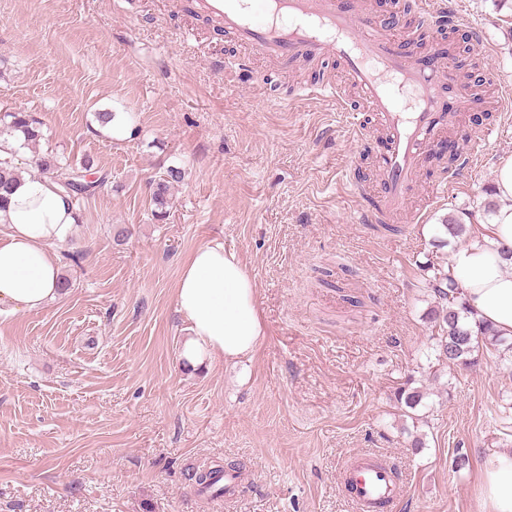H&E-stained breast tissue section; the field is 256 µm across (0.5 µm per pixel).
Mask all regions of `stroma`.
Returning <instances> with one entry per match:
<instances>
[{
	"label": "stroma",
	"mask_w": 512,
	"mask_h": 512,
	"mask_svg": "<svg viewBox=\"0 0 512 512\" xmlns=\"http://www.w3.org/2000/svg\"><path fill=\"white\" fill-rule=\"evenodd\" d=\"M449 2L482 35L456 42L474 79L491 68L512 86V6ZM183 4L0 0V110L44 122L17 166L51 151L108 175L58 250L70 288L46 310L0 314V512H228L191 475L230 462L243 478L230 512H352L339 471L359 452L394 464L402 512H481L484 465L512 450L496 419L512 380L492 358L456 377L430 364L422 267L467 244L442 221L485 201L512 156V111L483 113L494 133L460 173L463 192L427 202L432 161L397 232L357 224L379 131L354 138L352 113L318 98L269 102L265 86L285 94L310 72L261 60L225 71L243 49ZM100 111L137 136L100 128ZM169 166L185 178L159 221L149 182ZM212 242L253 278L265 337L242 364L196 370L181 361L175 288ZM410 374L426 393L411 418L391 401ZM460 450L470 467L456 473Z\"/></svg>",
	"instance_id": "1"
}]
</instances>
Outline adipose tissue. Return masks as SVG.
<instances>
[{
    "label": "adipose tissue",
    "instance_id": "ef3b65f1",
    "mask_svg": "<svg viewBox=\"0 0 512 512\" xmlns=\"http://www.w3.org/2000/svg\"><path fill=\"white\" fill-rule=\"evenodd\" d=\"M496 193L505 204L492 223L473 229L452 254L451 273L469 310L501 336L512 338V157L498 169ZM77 218L67 197L38 170L22 173L0 211V311L39 312L61 295L57 249L75 235ZM175 303L187 322L181 357L193 366L252 356L264 335L256 290L245 266L223 244L197 247L184 262ZM488 512H512V452L491 457L483 471Z\"/></svg>",
    "mask_w": 512,
    "mask_h": 512
}]
</instances>
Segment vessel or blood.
I'll list each match as a JSON object with an SVG mask.
<instances>
[{"mask_svg": "<svg viewBox=\"0 0 512 512\" xmlns=\"http://www.w3.org/2000/svg\"><path fill=\"white\" fill-rule=\"evenodd\" d=\"M194 13L209 18L243 48L233 61L241 69L255 60L281 64L333 59L345 82L358 89L366 112L379 122L385 142L379 192L374 205L359 209L360 224H388L404 212L408 192L423 172L431 150L456 133L457 121L472 111H501L512 103L494 73L484 78L490 93L464 82L453 48L439 33L463 27L464 17L445 0H415L417 13L435 39L417 57L403 37L365 11L361 0H190ZM343 486L354 512H395L401 492L387 466L368 454L349 458Z\"/></svg>", "mask_w": 512, "mask_h": 512, "instance_id": "1", "label": "vessel or blood"}]
</instances>
